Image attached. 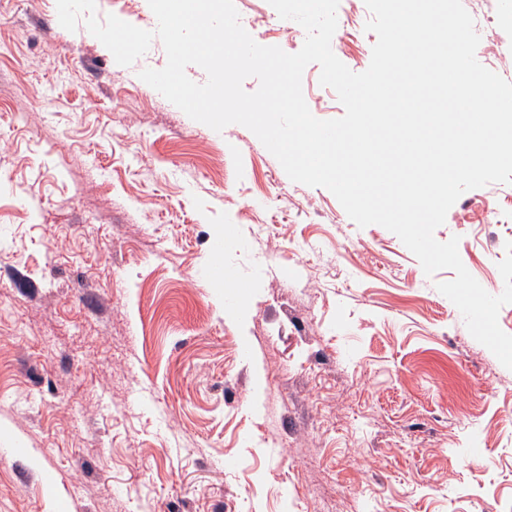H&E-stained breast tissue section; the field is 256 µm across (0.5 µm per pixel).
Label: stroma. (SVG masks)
<instances>
[{
  "label": "stroma",
  "mask_w": 512,
  "mask_h": 512,
  "mask_svg": "<svg viewBox=\"0 0 512 512\" xmlns=\"http://www.w3.org/2000/svg\"><path fill=\"white\" fill-rule=\"evenodd\" d=\"M258 42L298 52L268 0ZM476 58L512 82V0H462ZM155 30L147 0H96ZM364 0L331 48L366 70ZM56 0H0V512H512V370L386 228L293 182L239 124L217 132L142 81ZM308 65L319 119L342 117ZM233 224L224 265L202 271ZM264 236H256V225ZM490 294L512 185L465 192L435 237ZM55 480L45 484V472Z\"/></svg>",
  "instance_id": "35a3bbf8"
}]
</instances>
